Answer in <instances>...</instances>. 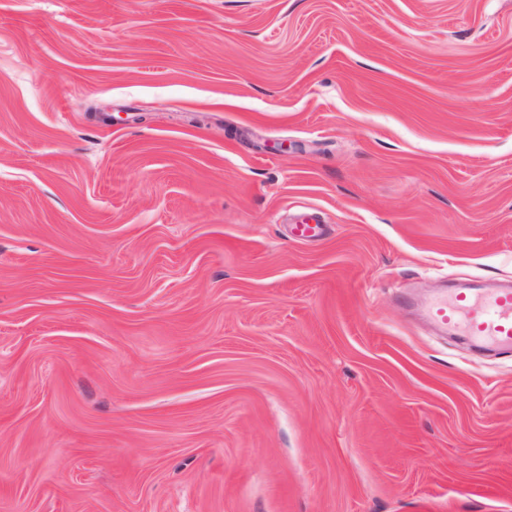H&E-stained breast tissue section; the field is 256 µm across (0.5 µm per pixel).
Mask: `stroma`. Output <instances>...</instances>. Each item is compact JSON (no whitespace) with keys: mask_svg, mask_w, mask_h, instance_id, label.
<instances>
[{"mask_svg":"<svg viewBox=\"0 0 512 512\" xmlns=\"http://www.w3.org/2000/svg\"><path fill=\"white\" fill-rule=\"evenodd\" d=\"M472 280L512 0H0V512H512ZM426 317L441 329L462 331L490 347L512 349V287L469 288L437 295L422 305Z\"/></svg>","mask_w":512,"mask_h":512,"instance_id":"obj_1","label":"stroma"}]
</instances>
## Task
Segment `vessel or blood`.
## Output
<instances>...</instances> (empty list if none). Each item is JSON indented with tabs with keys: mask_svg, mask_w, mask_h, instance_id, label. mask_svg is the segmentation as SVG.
<instances>
[{
	"mask_svg": "<svg viewBox=\"0 0 512 512\" xmlns=\"http://www.w3.org/2000/svg\"><path fill=\"white\" fill-rule=\"evenodd\" d=\"M423 310L443 330L464 332L486 346L512 349V287L443 293L424 303Z\"/></svg>",
	"mask_w": 512,
	"mask_h": 512,
	"instance_id": "1",
	"label": "vessel or blood"
}]
</instances>
